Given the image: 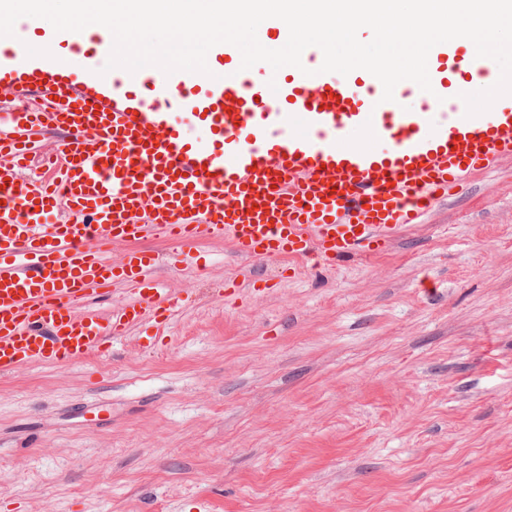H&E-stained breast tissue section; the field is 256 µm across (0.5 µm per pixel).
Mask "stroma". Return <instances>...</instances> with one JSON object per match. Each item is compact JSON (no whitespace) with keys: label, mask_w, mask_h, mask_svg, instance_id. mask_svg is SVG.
Masks as SVG:
<instances>
[{"label":"stroma","mask_w":512,"mask_h":512,"mask_svg":"<svg viewBox=\"0 0 512 512\" xmlns=\"http://www.w3.org/2000/svg\"><path fill=\"white\" fill-rule=\"evenodd\" d=\"M146 246L164 346L0 374V512H512V160L243 306L223 278L280 260Z\"/></svg>","instance_id":"stroma-1"}]
</instances>
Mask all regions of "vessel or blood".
Listing matches in <instances>:
<instances>
[{"mask_svg": "<svg viewBox=\"0 0 512 512\" xmlns=\"http://www.w3.org/2000/svg\"><path fill=\"white\" fill-rule=\"evenodd\" d=\"M110 50L38 34L0 54V86L18 102L0 113L1 373L69 366L145 326L166 335L182 300L158 280L148 238L331 269L385 252L466 176L512 158V95L466 114L463 94L494 66L468 40L430 51L421 112L383 100L366 70L320 72L313 51L254 82L227 43L206 76L145 67L112 80L99 74ZM173 102L200 137L174 122ZM356 129L369 144L347 140ZM51 131L61 151L38 154ZM35 156L49 178L24 177ZM102 296L114 304L99 317L89 307Z\"/></svg>", "mask_w": 512, "mask_h": 512, "instance_id": "b4317fda", "label": "vessel or blood"}]
</instances>
